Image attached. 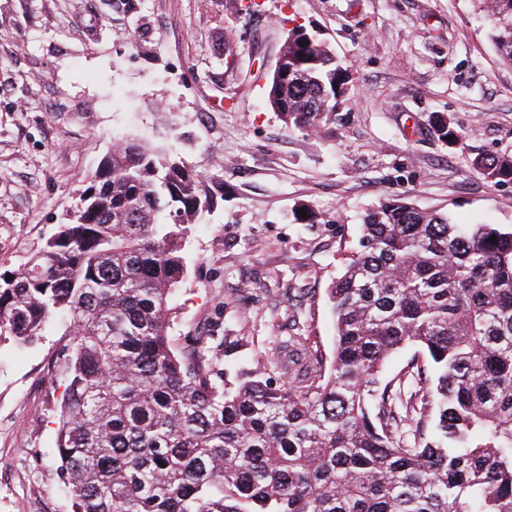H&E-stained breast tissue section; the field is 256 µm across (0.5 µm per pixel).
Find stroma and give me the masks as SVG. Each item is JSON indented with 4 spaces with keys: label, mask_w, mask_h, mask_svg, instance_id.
<instances>
[{
    "label": "stroma",
    "mask_w": 512,
    "mask_h": 512,
    "mask_svg": "<svg viewBox=\"0 0 512 512\" xmlns=\"http://www.w3.org/2000/svg\"><path fill=\"white\" fill-rule=\"evenodd\" d=\"M298 25L350 70L335 122L307 130L265 97ZM492 35L480 0H0V263L56 233L116 139L144 141L214 189L171 336L243 339L230 382L296 328L330 354L327 290L385 194L512 227V183L474 165L512 153V64ZM67 332L0 341V512H73L53 452Z\"/></svg>",
    "instance_id": "35a3bbf8"
}]
</instances>
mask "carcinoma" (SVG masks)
Returning a JSON list of instances; mask_svg holds the SVG:
<instances>
[{"mask_svg": "<svg viewBox=\"0 0 512 512\" xmlns=\"http://www.w3.org/2000/svg\"><path fill=\"white\" fill-rule=\"evenodd\" d=\"M492 16L512 61V0ZM282 53L272 111L290 129L332 119L348 69L301 26ZM476 165L512 183V154ZM211 199L196 168L125 140L71 222L0 264V337L69 322L54 453L75 512H512V229L385 197L329 288L331 359L297 332L228 386L226 338L177 351L169 334L187 225ZM408 346L422 361L385 380Z\"/></svg>", "mask_w": 512, "mask_h": 512, "instance_id": "1", "label": "carcinoma"}]
</instances>
